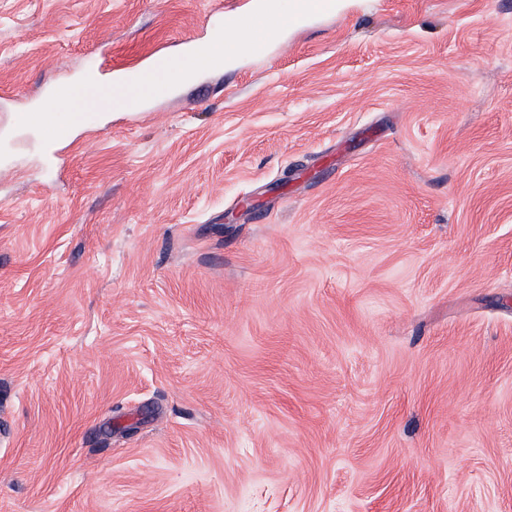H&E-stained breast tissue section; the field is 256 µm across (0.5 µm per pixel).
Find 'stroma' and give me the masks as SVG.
I'll return each mask as SVG.
<instances>
[{
	"mask_svg": "<svg viewBox=\"0 0 512 512\" xmlns=\"http://www.w3.org/2000/svg\"><path fill=\"white\" fill-rule=\"evenodd\" d=\"M0 0V512H512V0ZM303 2H296L302 4V8L298 11L292 9L289 13L284 14L282 25H288V22L299 23L306 20L308 17L328 12L333 7L332 0H298ZM275 10V4L270 3L263 5L253 11L249 18H242L240 23H236V27L248 29L252 33V39L249 48L253 53H261L266 50L271 39L277 34L278 29L269 30L265 26V21L261 16L262 13ZM214 42L206 39H196L189 44V59L195 66L214 68L212 62ZM39 129L44 142L51 148L72 142V123L67 118H44L39 121Z\"/></svg>",
	"mask_w": 512,
	"mask_h": 512,
	"instance_id": "obj_1",
	"label": "stroma"
}]
</instances>
